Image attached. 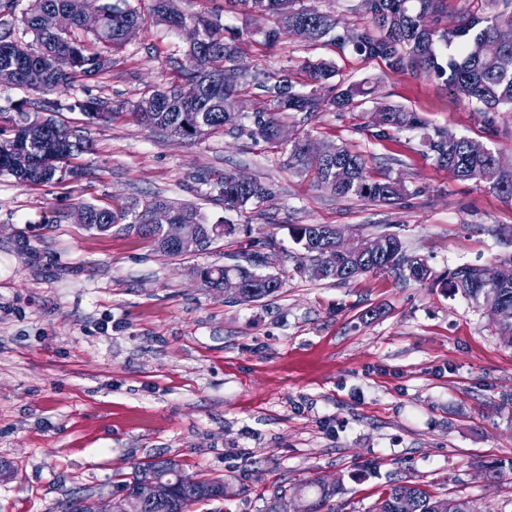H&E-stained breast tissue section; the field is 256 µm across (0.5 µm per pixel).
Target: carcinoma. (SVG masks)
<instances>
[{"label":"carcinoma","instance_id":"obj_1","mask_svg":"<svg viewBox=\"0 0 512 512\" xmlns=\"http://www.w3.org/2000/svg\"><path fill=\"white\" fill-rule=\"evenodd\" d=\"M86 0H30L22 22L32 33L33 43H23L9 33L0 35V68L13 70L16 85L35 92L49 93L66 87L77 73L94 75L105 71L110 63L109 52L114 46L125 44L127 24L143 26L141 12L129 0H105L103 24L91 31L96 48L91 49L77 36L87 31L82 24ZM294 0H228L254 21V27L225 36L224 24L217 17L192 18L176 7V0H155L154 14L170 27L195 31L198 44L188 48V65L181 70L182 80L167 87H153L147 94L154 99V109L142 112L133 107V114L144 126L162 130L188 143L224 133L247 135L254 143L278 148L277 129L285 112H320L331 105L344 109L358 103L371 91L362 84L341 80L330 85L328 81L337 71L326 62L307 63L311 88L298 90L284 75L275 78L261 72H245L242 79L230 88L224 87V68L238 66L243 54L241 45L259 35L266 44L278 41L281 32L297 29L294 36L316 45L327 41L340 50L352 49L370 58H380L395 69H415L434 74L452 86L462 97L483 109H503L512 112V69L500 64V57L512 55V17H483L467 15L448 30L440 27L443 0H361L369 25L337 29L336 18L325 12L302 7L294 8ZM61 12L71 19L69 30L51 33L42 26L43 15ZM457 38L466 50L464 61L449 68L439 60L438 43ZM258 91L262 105L251 115L224 111V96L228 93L245 94ZM75 107L91 117L107 118L112 105L103 99H89ZM379 125L397 130H423L422 140L433 153L436 163L461 180L477 179L489 183L498 194L512 198V170L493 169L491 156L477 155L472 139L446 129L429 127L415 113L396 106L381 105ZM250 124H243L244 119ZM38 141H49L60 135L66 152L63 159H73L86 145L82 138L56 121L51 125L29 128ZM308 137L297 136L289 142L287 164L300 172L314 174L318 186L341 197L392 205L408 195L404 181L385 177L374 179L368 175L363 154L345 146L335 147L328 157L314 156L307 151ZM64 166L58 162L41 168L32 157L17 154L11 141L0 144V175L8 174L30 185H48L62 179ZM217 197L228 211L245 213L263 204L267 194L275 193L273 184L253 179L246 189L235 185L234 174L224 173L215 183ZM169 201L151 197L134 199L117 207L84 204L89 215L86 228L99 233L124 224L129 231L147 238L164 257L179 256L167 244L155 225L148 222L149 212ZM177 219L183 224H198L205 236L214 234L215 224L205 222L200 212L188 205L175 206ZM293 242L304 252L309 262L307 272L316 280L346 283L368 273H395L400 277L430 287L442 286L477 303L484 293H497L501 304L512 307V257L500 261L505 272L495 283L485 282L475 265H459L438 274L428 261L407 252L396 234H384L379 252L352 259L339 253L336 246V227L330 224H295L291 227ZM266 263L259 252L242 257V261L222 267L200 268V278L208 288H220L224 275L236 274L244 279L250 294L264 300L276 294L282 286L274 275H259L252 268ZM486 315L498 336L512 346V323L497 320L494 312ZM224 487V479L201 478L190 486L176 485L171 498L164 503H133L131 512H190V508L211 499ZM341 493L340 485L317 484L316 498L308 501L309 512H334L329 502ZM441 500L422 489L417 483L403 481L391 485L378 499L373 512H437Z\"/></svg>","mask_w":512,"mask_h":512}]
</instances>
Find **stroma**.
Wrapping results in <instances>:
<instances>
[{
	"instance_id": "35a3bbf8",
	"label": "stroma",
	"mask_w": 512,
	"mask_h": 512,
	"mask_svg": "<svg viewBox=\"0 0 512 512\" xmlns=\"http://www.w3.org/2000/svg\"><path fill=\"white\" fill-rule=\"evenodd\" d=\"M147 24L111 52L106 71L42 95L0 85V138L18 112H50L84 138L77 175L24 185L0 175V512H61L72 496L117 493L139 463L174 458L185 474L220 477L224 498L191 512H265L277 491L337 481L336 512H371L389 484L410 481L474 512H512V347L482 305L441 288L366 274L347 283L309 276L293 224H332L345 244L397 234L439 273L492 266L512 255V198L440 168L419 132L380 131L377 103L416 113L512 159V112H479L433 76L396 70L351 50L284 35L250 40L252 71L332 62L374 88L343 111L287 112L291 132L364 154L374 177L401 178L398 205L344 198L289 169L283 150L217 134L188 144L132 114L148 87L175 82L186 32L156 20L153 0H130ZM189 16L251 20L226 0H177ZM112 101L109 120L72 110ZM274 183L259 211H225L213 184L224 172ZM157 196L195 206L228 233L177 258L136 233L75 222V206ZM275 249L260 273L282 286L257 303L226 302L197 268Z\"/></svg>"
}]
</instances>
